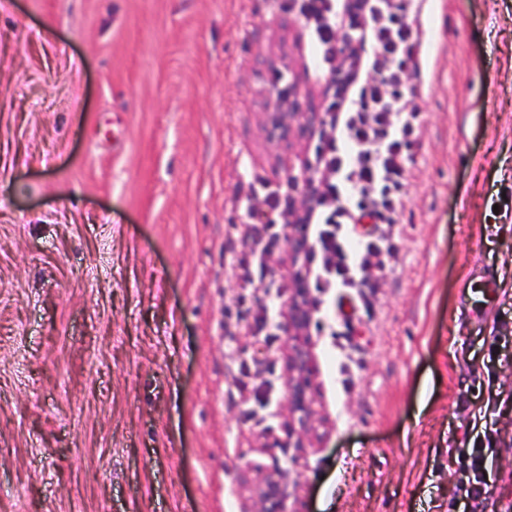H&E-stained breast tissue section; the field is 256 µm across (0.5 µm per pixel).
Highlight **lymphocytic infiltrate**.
Wrapping results in <instances>:
<instances>
[{
	"mask_svg": "<svg viewBox=\"0 0 512 512\" xmlns=\"http://www.w3.org/2000/svg\"><path fill=\"white\" fill-rule=\"evenodd\" d=\"M309 31L313 67L328 81L326 121L310 168L321 188L299 222L314 244L310 284L329 307L351 317L365 299L368 271L384 272L394 246L380 233L404 205L407 178L419 146L421 109L410 80L418 75L422 34L418 0H282ZM288 196L270 192L266 206L245 212L252 261L242 262L251 287L272 291L265 257L278 244ZM464 500L490 496L482 440L457 451Z\"/></svg>",
	"mask_w": 512,
	"mask_h": 512,
	"instance_id": "obj_1",
	"label": "lymphocytic infiltrate"
}]
</instances>
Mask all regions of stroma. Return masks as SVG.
<instances>
[{"label": "stroma", "instance_id": "stroma-1", "mask_svg": "<svg viewBox=\"0 0 512 512\" xmlns=\"http://www.w3.org/2000/svg\"><path fill=\"white\" fill-rule=\"evenodd\" d=\"M420 24L396 251L358 335L303 330L300 412L302 254L265 258L268 339L226 308L268 303L245 208L316 180L303 25L275 0H0V512H260L270 476L282 512H463L448 451L487 430L482 510L512 512V0ZM307 320L306 313L301 307L295 303L292 308V313L288 318V335L291 336L293 341L291 358V371L293 375L289 377V388L291 389V396L294 408L301 410L305 403V388L309 375V365L307 354L303 348V343L300 335V330L304 328Z\"/></svg>", "mask_w": 512, "mask_h": 512}]
</instances>
